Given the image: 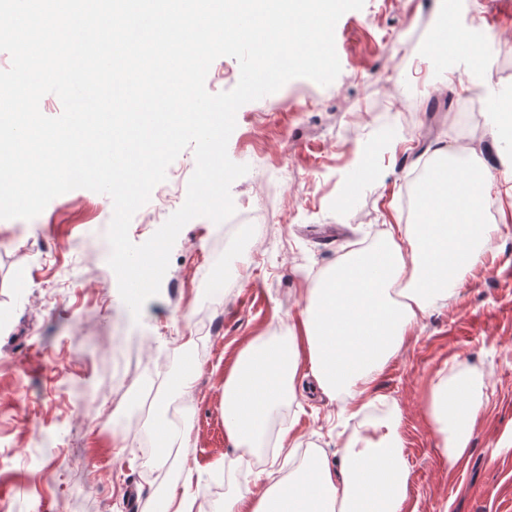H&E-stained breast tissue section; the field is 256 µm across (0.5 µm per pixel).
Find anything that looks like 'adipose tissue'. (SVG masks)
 Wrapping results in <instances>:
<instances>
[{"mask_svg":"<svg viewBox=\"0 0 512 512\" xmlns=\"http://www.w3.org/2000/svg\"><path fill=\"white\" fill-rule=\"evenodd\" d=\"M466 60L460 91L478 94L495 115L497 136L512 139V106L481 91L486 57L470 52ZM492 185L490 170L464 155L432 168L421 184L415 229L391 227L372 245L341 256L311 288L302 334H289L284 345L252 340L224 380L229 441L243 447L264 436L272 412L293 392L299 366H307L331 394L354 401L368 394L417 316L457 290L480 263L479 243L491 230L483 216ZM478 412L466 378H454L437 394L434 417L452 438L453 459L466 454L465 430ZM338 456L334 466L315 454L286 479L268 473L260 495L237 493L225 499L224 512H406L408 470L396 427L377 439L354 438Z\"/></svg>","mask_w":512,"mask_h":512,"instance_id":"ef3b65f1","label":"adipose tissue"}]
</instances>
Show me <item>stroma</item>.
<instances>
[{"mask_svg":"<svg viewBox=\"0 0 512 512\" xmlns=\"http://www.w3.org/2000/svg\"><path fill=\"white\" fill-rule=\"evenodd\" d=\"M487 33L486 87L512 94V0H365L335 27L341 71L306 78L242 105L227 152L248 172L231 185L236 212L222 224L189 221L160 292L133 318L108 264L113 209L75 189L32 220H0V502L11 512H151L154 422L142 398L189 396L182 446L189 492L205 512L226 496L288 476V449L334 456L367 428L397 425L412 512H512V144L475 97L454 91L465 60L429 50L444 11ZM473 147L495 181L487 223L498 230L448 298L422 314L361 401L322 392L310 378L271 415L275 447L257 463L213 469L240 451L224 432V377L255 337L287 341L307 292L346 252L416 224L409 194L430 143ZM372 174L357 179L361 164ZM222 320L207 355L191 341ZM196 366L190 390L181 381ZM472 381L480 410L468 452L452 461L431 415L434 392Z\"/></svg>","mask_w":512,"mask_h":512,"instance_id":"35a3bbf8","label":"stroma"}]
</instances>
